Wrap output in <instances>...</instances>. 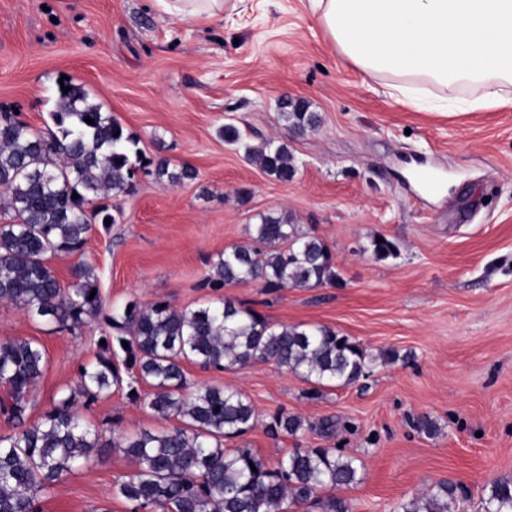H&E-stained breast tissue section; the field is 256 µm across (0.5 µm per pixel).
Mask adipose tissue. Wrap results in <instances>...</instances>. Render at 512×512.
I'll use <instances>...</instances> for the list:
<instances>
[{
  "mask_svg": "<svg viewBox=\"0 0 512 512\" xmlns=\"http://www.w3.org/2000/svg\"><path fill=\"white\" fill-rule=\"evenodd\" d=\"M337 52L420 109L512 102V0H313Z\"/></svg>",
  "mask_w": 512,
  "mask_h": 512,
  "instance_id": "adipose-tissue-1",
  "label": "adipose tissue"
}]
</instances>
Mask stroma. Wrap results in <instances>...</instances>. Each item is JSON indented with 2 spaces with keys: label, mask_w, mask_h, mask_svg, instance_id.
Instances as JSON below:
<instances>
[{
  "label": "stroma",
  "mask_w": 512,
  "mask_h": 512,
  "mask_svg": "<svg viewBox=\"0 0 512 512\" xmlns=\"http://www.w3.org/2000/svg\"><path fill=\"white\" fill-rule=\"evenodd\" d=\"M64 75L146 156L197 177L170 186L139 174L117 200L118 223L96 224L83 254L50 259L62 286L87 262L111 305L185 308L227 296L273 324L327 326L371 354H400L317 399L271 362L186 364L192 386L236 389L254 406L257 425L225 447L250 448L270 465L297 448L340 449L360 467L358 483L337 492L350 512H398L442 479L467 487L464 510L476 512L488 483L512 477V105L422 112L390 98L336 51L311 0H226L220 21L182 20L156 0H0V109L46 127ZM283 99L318 113V129L295 133L280 118ZM228 122L251 146L286 144L294 178L280 182L226 144ZM268 212L323 240L340 285L202 287L225 247L249 242V226ZM379 235L395 256L369 252ZM105 330L92 320L59 331L0 303V339H31L47 353L30 419L76 385ZM281 408L302 416L305 430L269 435L267 417ZM84 414L128 434L165 425L117 389ZM421 415L436 435L415 428ZM329 416L338 425L325 437ZM133 469L106 449L42 495L40 512H130L112 485Z\"/></svg>",
  "instance_id": "obj_1"
}]
</instances>
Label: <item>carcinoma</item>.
I'll return each instance as SVG.
<instances>
[{"label": "carcinoma", "instance_id": "cac0c4a2", "mask_svg": "<svg viewBox=\"0 0 512 512\" xmlns=\"http://www.w3.org/2000/svg\"><path fill=\"white\" fill-rule=\"evenodd\" d=\"M51 112L53 130H37L11 112H0V302L29 317L70 331L102 319L105 334L96 361L79 371L76 387L62 394L38 420L28 421L31 396L43 378L46 353L29 339L0 340V385L7 398L0 414L13 432L0 435V512H40L39 497L100 448L120 449L134 472L116 481L113 496L131 512H292L302 505L318 512H349L333 495L358 482L355 459L334 448H297L271 467L249 448H226L224 439L250 430L257 414L240 390L203 386L187 392L184 363L203 368H243L273 362L311 384L308 397L325 386L343 387L368 377L379 356L326 326H276L250 307L229 299L217 305L176 308L166 301L131 302L106 311L92 265L61 286L48 265L56 253L83 251L95 220L115 224L122 211L100 203L129 194L142 170L169 185L194 178L187 166L170 168L138 148L112 115L91 101L81 83L69 79ZM280 116L295 132L315 130L320 118L304 104L282 101ZM93 119L88 124L85 118ZM245 157L282 182L296 168L288 148L272 140L244 146ZM78 198H72L73 194ZM251 245H231L202 282L219 290L257 281L266 292L314 288L340 281L331 251L303 232L287 214L260 216L249 228ZM96 294H91V291ZM128 347H123L122 342ZM153 392L142 396L141 384ZM126 390L169 425L127 435L112 433L84 418L89 405L111 388ZM304 421L278 409L269 415L272 435L295 436ZM456 487L441 480L400 505L401 512H459ZM482 512H512V479L484 487Z\"/></svg>", "mask_w": 512, "mask_h": 512}]
</instances>
